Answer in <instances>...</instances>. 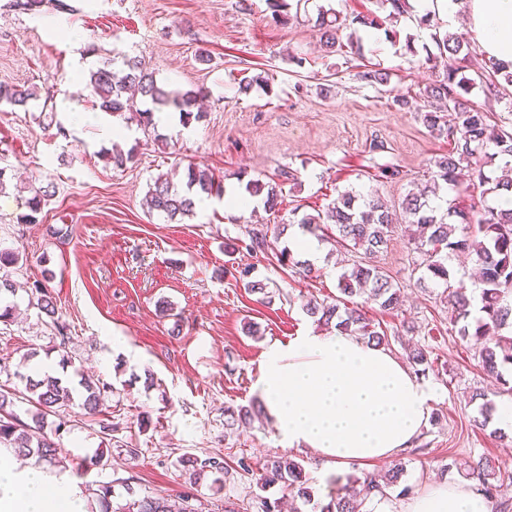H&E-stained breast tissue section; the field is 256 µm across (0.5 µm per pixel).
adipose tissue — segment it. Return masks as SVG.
<instances>
[{
    "mask_svg": "<svg viewBox=\"0 0 512 512\" xmlns=\"http://www.w3.org/2000/svg\"><path fill=\"white\" fill-rule=\"evenodd\" d=\"M464 22L486 55L512 62V0H417ZM268 418L289 446L326 463L371 464L412 447L432 411L430 389L389 351L342 332L271 346L258 380ZM0 512H85L69 475L53 476L0 453ZM401 512H491L467 482L433 481Z\"/></svg>",
    "mask_w": 512,
    "mask_h": 512,
    "instance_id": "adipose-tissue-1",
    "label": "adipose tissue"
}]
</instances>
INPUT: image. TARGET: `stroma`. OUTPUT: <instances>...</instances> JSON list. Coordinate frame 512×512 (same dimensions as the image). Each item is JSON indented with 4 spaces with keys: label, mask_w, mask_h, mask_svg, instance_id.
Masks as SVG:
<instances>
[{
    "label": "stroma",
    "mask_w": 512,
    "mask_h": 512,
    "mask_svg": "<svg viewBox=\"0 0 512 512\" xmlns=\"http://www.w3.org/2000/svg\"><path fill=\"white\" fill-rule=\"evenodd\" d=\"M46 0L30 14L0 0V83L30 88L27 107L0 105V249L18 261L0 268L15 282L0 321V389L20 390L23 355L54 364L55 376L104 387L105 410L87 415L66 407L68 425L56 435L62 470L79 477L80 462L98 448L109 453L90 479L115 484L114 507L124 504L123 479L133 478L137 496L190 494L197 512H261V497L277 498L280 487L260 490L243 466L266 456L300 462L310 478V512L366 469L386 471L402 463L401 486L418 490L429 480L464 479L463 463L486 455L512 470V434L494 438L473 427L481 405L477 393L512 402L506 386L487 377L478 351L448 328L436 288L417 283L414 253L396 229L379 265L405 292L398 313L367 305L369 318L391 334L390 350L405 358L406 344H428L431 366L418 373L433 393L428 426L415 447L372 467L325 465L311 452L289 448L267 418L229 429L224 410L260 400L261 366L271 345H285L319 328L304 305L332 300L341 267L332 241L322 242L324 264L312 279L295 264L269 255L252 262L229 254L224 244L245 237L252 225H275L291 211L324 212L338 192H378L398 208L409 181L371 178L377 166L398 165L422 177L429 159L448 153L447 139L431 136L417 110L435 78L424 59L430 31L413 16L383 21V46L360 43L348 55H326L315 26L319 10L378 13L376 0H301L288 23L274 22L268 0ZM145 61L159 83L182 91L206 88L204 116L189 133L158 127L167 147H158L136 124L102 114L99 124L79 123L87 110L85 77L115 54ZM305 65H296V58ZM386 72V85L368 87L364 67ZM268 77V87L242 89V78ZM410 94L414 106L393 104ZM383 150H374V143ZM136 149L122 170L106 156L112 148ZM240 193L248 179L274 183L280 171L298 176L282 187L278 212L229 210L223 204L170 222L148 213L145 195L159 175L183 185L188 166ZM51 184L55 194L37 223L20 220L31 190ZM254 263L253 276L269 294L237 283L238 266ZM54 296L58 321L30 304L33 281ZM256 323L259 335L245 331ZM415 332H407V325ZM154 387H147L146 376ZM138 456H130V449ZM221 456L230 480L211 476L190 482L180 458Z\"/></svg>",
    "instance_id": "stroma-1"
}]
</instances>
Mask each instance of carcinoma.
<instances>
[{
	"instance_id": "cac0c4a2",
	"label": "carcinoma",
	"mask_w": 512,
	"mask_h": 512,
	"mask_svg": "<svg viewBox=\"0 0 512 512\" xmlns=\"http://www.w3.org/2000/svg\"><path fill=\"white\" fill-rule=\"evenodd\" d=\"M378 4L391 19L409 14L408 0H378ZM328 15L327 10L319 11L315 26L321 32L322 48L329 55L345 54L353 48V35L359 29L380 26L373 15H335L331 19ZM418 23L435 29L431 35L435 50H427L426 62L448 58L443 74L425 87L424 98L437 102L438 106L424 111L423 123L431 135L447 138L453 147L448 154L433 161L418 191L403 199L401 212L391 211L375 193L365 196L349 190L339 192L323 214L300 216L294 210L288 224L282 225L274 235H269L267 225L252 227L245 238L233 244V250L244 251L252 257L273 253L284 263L291 259V251L286 246L278 248V243L287 226L300 224L311 234L334 229L332 240L336 246L348 254L361 251L366 261L352 263L351 268L340 275L338 290L347 297L344 305L311 299L306 311L319 324H332L335 329L369 345L385 348L390 345L387 332L377 330L366 316L363 304L355 298L364 297L384 311L401 308V286L370 259L388 247L396 225L414 224L419 229V235L414 239V252L418 255L415 269L421 271L419 283L429 281L444 286L440 299L450 306L449 323L457 329L459 336L476 346L483 372L498 379L501 368L512 364V211H499L491 205L479 211L469 210L459 207L455 200H448L446 196L450 192H461L465 170L469 173L470 185L480 188L484 198L512 190V128L492 122L489 113L470 99L479 81L492 83L501 77L511 86L512 64L495 58L471 64L467 57H459L461 42L437 30L431 13L420 17ZM471 67L475 68L474 79L466 75ZM358 78L371 87L388 82V75L376 69L363 70L358 73ZM86 86L92 108L134 122L146 133L155 128L154 114L164 109L177 112L184 125L203 118L196 105L207 94L204 88L184 92L168 89L158 84L142 61L125 55L121 56L118 70L107 63L90 71ZM35 99L37 93L31 89L0 84V105L25 107ZM490 147L495 149L493 156L503 161L500 174L494 176L487 175L483 166L477 163ZM185 186L186 189L180 190L168 179L158 176L146 194L149 210L171 221L182 220L194 213L195 196L224 193V186L215 182L213 175L194 166L187 168ZM245 191L252 197H262L270 211L278 206L279 190L275 185L249 180ZM52 196L48 185L32 188V196L27 202L29 213L22 217V221L37 222V215ZM436 200L444 201L445 206L433 205ZM465 252L474 253L480 266L479 311L482 316L476 319L470 318L471 297L465 289L452 285L454 275L448 268V255ZM253 271L252 265H245L238 270V279L248 290L263 294L266 284L252 279ZM31 292L37 294L41 312L58 322V309L48 289L35 282ZM429 356L428 349L418 343L407 353L409 363L415 367L430 365ZM82 385L87 391L83 409L93 415L101 413L103 399L100 392L89 382L84 381ZM25 391L28 393L26 401L36 408L31 425L6 410L13 404V398L0 392V444L9 443L16 454L35 456L37 461L52 465L56 463L57 448L44 430V420L60 414L62 408L73 403L72 389L57 377L35 379L29 375L25 378ZM255 410V405L225 409L226 425L250 423ZM179 464L189 471V477L210 473L214 475L215 483L223 482L228 474L219 456L202 460L188 456L180 459ZM463 469L476 482L477 491L490 501L492 512H512V498L504 494V488L512 485L511 471H501L485 455L464 462ZM402 474L403 469L394 467L381 477L366 474L356 478L321 506V512H366L365 505L391 498L392 489ZM254 475L262 491L278 485L284 492L311 501L309 478L302 464L295 460L267 457L258 461ZM122 486L132 499L121 507V512H173L169 498L162 495L136 498L129 478L122 481ZM112 487L110 482L85 483L87 497L96 502L98 512H111Z\"/></svg>"
}]
</instances>
